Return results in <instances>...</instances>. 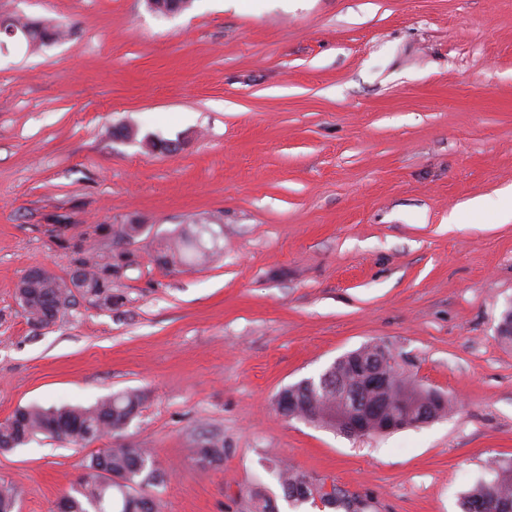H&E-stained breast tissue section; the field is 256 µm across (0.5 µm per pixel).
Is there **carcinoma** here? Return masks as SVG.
<instances>
[{"label": "carcinoma", "mask_w": 512, "mask_h": 512, "mask_svg": "<svg viewBox=\"0 0 512 512\" xmlns=\"http://www.w3.org/2000/svg\"><path fill=\"white\" fill-rule=\"evenodd\" d=\"M153 13L167 16L184 10L186 0H150ZM28 43L42 44L47 38L61 35L49 31L36 21L21 26ZM164 263L182 265L187 253L206 256L210 249L202 240V232H182L168 247ZM86 285L85 294L96 297L101 304L112 306L111 273L106 270H81ZM17 296L28 319L48 325L57 315L64 314L71 304V290L66 282L51 277L20 281ZM382 343L361 347L341 357L330 367L331 376L340 382L339 389L310 388L304 379L282 389L276 395V405L282 414L307 423L333 427L336 416L354 411L344 396L347 389L360 388L364 396L373 392L365 389V367L379 356ZM387 372L402 386L407 409L414 410L423 399L419 388L404 374L399 364L390 365ZM143 402L138 390H126L109 396L89 407H43L31 405L17 409L11 417L0 422V451H10L26 444L41 434L76 446L91 444L104 435L119 438L123 430L137 416ZM199 460L206 464L224 461V441L210 439L197 449ZM271 471L288 500L303 504L320 501L334 505L342 495L336 487L295 469H288L280 461L270 459ZM86 475L76 494L62 496L56 503V512H159V503L151 489L163 481V475L154 468L148 449L135 444H122L104 453L90 455L85 464ZM494 478L480 480L463 494V512H478V505L493 498L499 512H512V462H494L490 466ZM251 512H273L270 498L260 489L249 491ZM17 496L8 485L0 484V512H15Z\"/></svg>", "instance_id": "cac0c4a2"}]
</instances>
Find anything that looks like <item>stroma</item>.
<instances>
[{"mask_svg": "<svg viewBox=\"0 0 512 512\" xmlns=\"http://www.w3.org/2000/svg\"><path fill=\"white\" fill-rule=\"evenodd\" d=\"M0 422L20 407L143 392L124 442L150 448L161 512L292 505L271 454L364 512H461L512 460V0H0ZM129 129L126 137L118 129ZM153 136L165 152L146 150ZM479 199L472 223L449 215ZM139 224L133 243L112 234ZM201 231L218 255L166 266ZM111 271L41 326L16 288ZM384 342L453 407L346 437L282 416L285 387ZM224 461L203 465L204 439ZM90 450L46 436L0 452L20 512H51ZM41 23L42 22H36V21L20 23L22 25L20 29L23 32V34L25 35L29 46L32 47L33 49H38L43 45L31 46L30 44H32V45L43 44V43H45L44 40L46 38H51L53 40L57 36H60L62 34V32H60L58 29H56L55 31H52V32L49 31L48 28L43 26ZM79 272L83 274V282L87 287L84 294L96 297L105 306H112V288L109 285L112 274L106 270L94 271L85 268Z\"/></svg>", "mask_w": 512, "mask_h": 512, "instance_id": "35a3bbf8", "label": "stroma"}]
</instances>
